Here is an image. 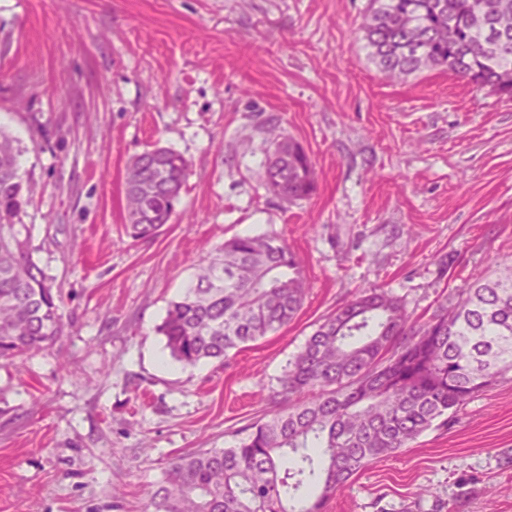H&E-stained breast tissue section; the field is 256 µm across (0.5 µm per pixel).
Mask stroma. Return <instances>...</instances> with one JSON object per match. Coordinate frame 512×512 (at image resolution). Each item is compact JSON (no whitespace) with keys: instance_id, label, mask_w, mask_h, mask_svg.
<instances>
[{"instance_id":"obj_1","label":"stroma","mask_w":512,"mask_h":512,"mask_svg":"<svg viewBox=\"0 0 512 512\" xmlns=\"http://www.w3.org/2000/svg\"><path fill=\"white\" fill-rule=\"evenodd\" d=\"M368 0H0V126L26 151L34 258L66 334L0 361V512H151L171 458L228 448L272 410L306 339L354 291L427 320L512 264V99L372 62ZM317 183L268 192L267 124ZM191 164L160 234L124 232L129 160ZM248 231L288 241L296 318L222 362L173 361L168 303ZM328 512H512V373L369 465Z\"/></svg>"}]
</instances>
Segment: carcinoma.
<instances>
[{"instance_id": "obj_1", "label": "carcinoma", "mask_w": 512, "mask_h": 512, "mask_svg": "<svg viewBox=\"0 0 512 512\" xmlns=\"http://www.w3.org/2000/svg\"><path fill=\"white\" fill-rule=\"evenodd\" d=\"M363 28L389 76L439 69L512 97V0H370ZM267 132L266 189L288 202L310 197L308 154L275 135V125ZM23 153L0 127V360L55 343L64 327L60 292L34 260L33 226L24 222L31 187ZM189 175L188 160L172 148L135 155L125 177L126 235L155 237ZM221 252L158 326L184 366L224 360L277 332L303 305L308 282L285 240L246 232L224 240ZM511 371L512 268L477 278L422 323L384 289L357 291L289 363L281 379L288 404L230 448L176 457L153 512H326L361 470L448 425Z\"/></svg>"}]
</instances>
